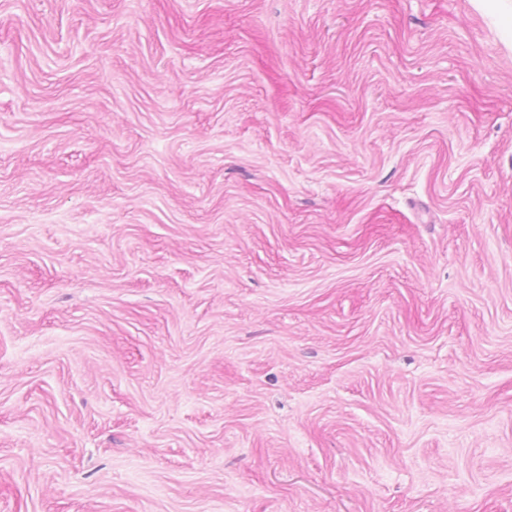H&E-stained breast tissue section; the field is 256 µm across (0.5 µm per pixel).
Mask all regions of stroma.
<instances>
[{"label": "stroma", "instance_id": "35a3bbf8", "mask_svg": "<svg viewBox=\"0 0 512 512\" xmlns=\"http://www.w3.org/2000/svg\"><path fill=\"white\" fill-rule=\"evenodd\" d=\"M0 512H512V0H0Z\"/></svg>", "mask_w": 512, "mask_h": 512}]
</instances>
